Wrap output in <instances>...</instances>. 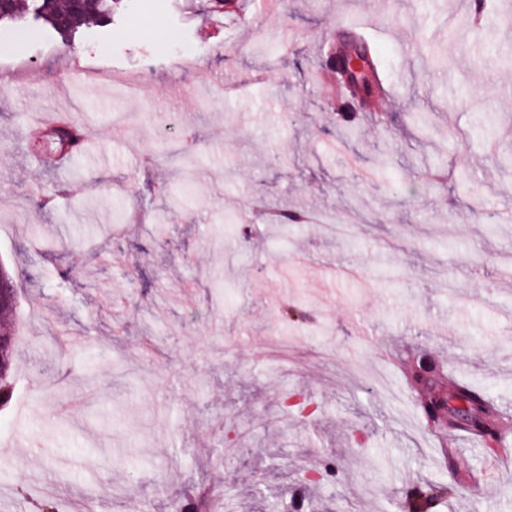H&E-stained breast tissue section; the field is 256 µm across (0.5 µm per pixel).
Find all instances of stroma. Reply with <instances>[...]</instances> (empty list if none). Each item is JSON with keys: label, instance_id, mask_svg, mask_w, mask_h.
<instances>
[{"label": "stroma", "instance_id": "stroma-1", "mask_svg": "<svg viewBox=\"0 0 512 512\" xmlns=\"http://www.w3.org/2000/svg\"><path fill=\"white\" fill-rule=\"evenodd\" d=\"M449 2L279 0L260 25L262 0L221 15L150 0L70 45L0 30L16 74L0 87V259L22 334L0 512H30L23 489L124 484L110 512H170L188 486L222 488L219 512L296 495L301 512H401L431 483L456 488L442 512H512V432L500 450L431 431L404 369L427 357L445 390L469 383L512 415V0L475 18L472 37L503 47L483 64L449 40ZM359 30L386 68L367 107L323 64ZM412 33L463 94L414 60ZM60 109L81 114L86 146L54 164L26 129ZM270 206L313 221L259 223ZM242 213L248 230L226 223ZM292 392L320 415L283 407ZM229 436L248 456L225 455Z\"/></svg>", "mask_w": 512, "mask_h": 512}]
</instances>
